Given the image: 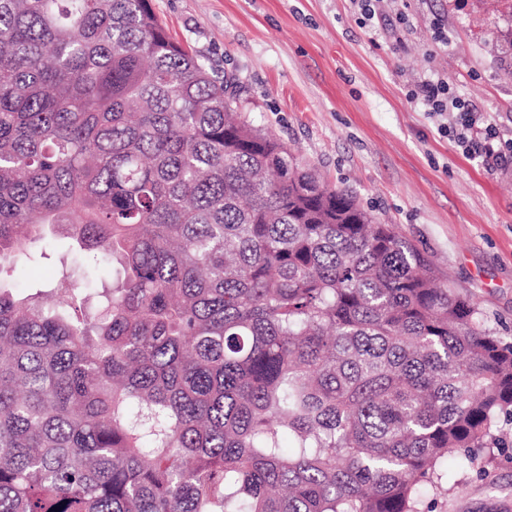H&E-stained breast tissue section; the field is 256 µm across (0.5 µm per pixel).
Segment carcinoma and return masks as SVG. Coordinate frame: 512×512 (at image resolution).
<instances>
[{
  "label": "carcinoma",
  "instance_id": "1",
  "mask_svg": "<svg viewBox=\"0 0 512 512\" xmlns=\"http://www.w3.org/2000/svg\"><path fill=\"white\" fill-rule=\"evenodd\" d=\"M507 413L512 341L150 0H0V512H421ZM58 266L60 263L57 256L48 260L42 259L27 270L26 279L34 288H47L50 286L48 282L56 278Z\"/></svg>",
  "mask_w": 512,
  "mask_h": 512
}]
</instances>
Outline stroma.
Masks as SVG:
<instances>
[{
  "instance_id": "obj_1",
  "label": "stroma",
  "mask_w": 512,
  "mask_h": 512,
  "mask_svg": "<svg viewBox=\"0 0 512 512\" xmlns=\"http://www.w3.org/2000/svg\"><path fill=\"white\" fill-rule=\"evenodd\" d=\"M170 36L234 80L254 126L332 187L395 225L443 282L512 340V167L486 171L408 90L438 73L512 138V14L496 0H389L392 25L362 27L351 0H150ZM441 19L447 44L434 39ZM504 448L449 455L424 512H512V422Z\"/></svg>"
}]
</instances>
